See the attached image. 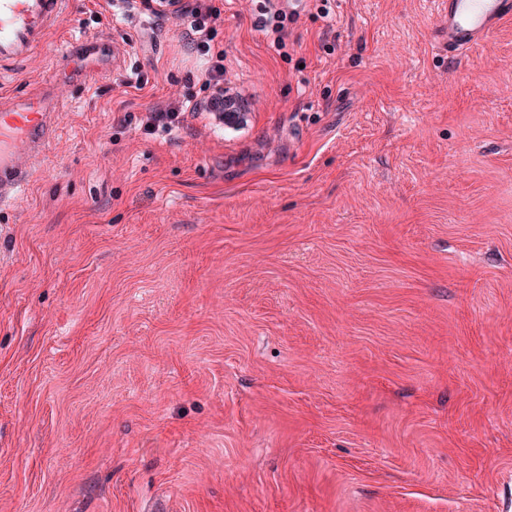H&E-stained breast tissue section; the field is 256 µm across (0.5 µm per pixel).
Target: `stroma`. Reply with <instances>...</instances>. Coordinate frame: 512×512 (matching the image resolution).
I'll return each mask as SVG.
<instances>
[{"instance_id": "stroma-1", "label": "stroma", "mask_w": 512, "mask_h": 512, "mask_svg": "<svg viewBox=\"0 0 512 512\" xmlns=\"http://www.w3.org/2000/svg\"><path fill=\"white\" fill-rule=\"evenodd\" d=\"M244 122L179 20L117 42L0 210V512H512V19L452 63L445 0H223ZM51 48L0 66L30 92ZM251 2H259L256 7L258 29L272 38L276 47L284 48L290 35V25L297 20V11L294 8L288 9V0H252Z\"/></svg>"}]
</instances>
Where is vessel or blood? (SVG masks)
Segmentation results:
<instances>
[{
  "mask_svg": "<svg viewBox=\"0 0 512 512\" xmlns=\"http://www.w3.org/2000/svg\"><path fill=\"white\" fill-rule=\"evenodd\" d=\"M448 58L472 54L500 24L512 17V0H447ZM67 0H0V64L21 62L45 47L52 26L66 16ZM106 42L69 41L55 55L51 79L29 95H0V205L14 201L43 163L58 133L64 105L57 78L73 86L90 73L112 70Z\"/></svg>",
  "mask_w": 512,
  "mask_h": 512,
  "instance_id": "b4317fda",
  "label": "vessel or blood"
}]
</instances>
